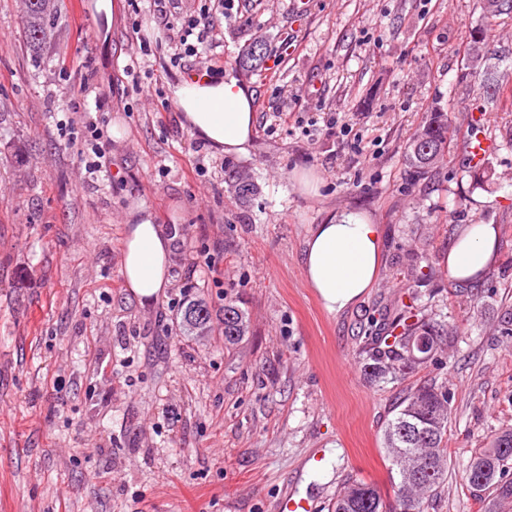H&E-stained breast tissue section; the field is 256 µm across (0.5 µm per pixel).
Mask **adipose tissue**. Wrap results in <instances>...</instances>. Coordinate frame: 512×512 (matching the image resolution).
<instances>
[{"label": "adipose tissue", "mask_w": 512, "mask_h": 512, "mask_svg": "<svg viewBox=\"0 0 512 512\" xmlns=\"http://www.w3.org/2000/svg\"><path fill=\"white\" fill-rule=\"evenodd\" d=\"M172 100L195 135L227 154L248 151L256 124L253 93L233 72L170 85ZM176 238L159 224L154 212L136 205L127 213L121 274L141 302L156 301L170 284L168 272ZM382 239L377 225L357 211L332 215L314 225L303 255L304 277L332 313L355 303L378 273ZM499 254V230L493 224L468 225L444 258L451 278L482 279Z\"/></svg>", "instance_id": "1"}]
</instances>
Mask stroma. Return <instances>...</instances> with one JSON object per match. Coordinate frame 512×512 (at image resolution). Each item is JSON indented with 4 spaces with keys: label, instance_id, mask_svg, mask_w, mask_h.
Listing matches in <instances>:
<instances>
[{
    "label": "stroma",
    "instance_id": "obj_1",
    "mask_svg": "<svg viewBox=\"0 0 512 512\" xmlns=\"http://www.w3.org/2000/svg\"><path fill=\"white\" fill-rule=\"evenodd\" d=\"M113 2L108 16L63 0L42 60L23 0H0V512H280L286 496L330 512L352 480L390 492L382 430L424 383L446 385L451 409L448 477L425 512H512L467 481L474 452L512 428V14L486 20L485 0H242L217 17L211 61L255 94L249 152L230 157L200 145L168 94L197 64L170 65L166 22L199 0L167 17ZM256 42L252 70L240 57ZM297 95L304 123L280 121ZM437 109L448 154L417 178L405 147ZM475 111L497 145L481 185L463 151ZM90 112L103 135L83 154ZM228 160L258 186L247 206ZM136 204L179 234L171 284L148 304L121 274ZM343 210L378 224L383 248L372 286L331 314L301 256ZM469 224L498 225L499 255L463 284L442 259ZM414 294L447 336L401 383L371 379L367 338ZM199 297L215 315L235 301L247 335L228 347L218 324L187 333Z\"/></svg>",
    "mask_w": 512,
    "mask_h": 512
}]
</instances>
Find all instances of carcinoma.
I'll return each mask as SVG.
<instances>
[{
	"instance_id": "1",
	"label": "carcinoma",
	"mask_w": 512,
	"mask_h": 512,
	"mask_svg": "<svg viewBox=\"0 0 512 512\" xmlns=\"http://www.w3.org/2000/svg\"><path fill=\"white\" fill-rule=\"evenodd\" d=\"M60 14L59 0H24L23 29L28 49L41 57L50 48L54 22ZM448 153V114L434 112L410 139L406 162L414 172L425 175L443 161ZM224 182L236 200L244 205L255 195L252 179L235 164H224ZM212 314L206 302L196 300L187 305L183 325L202 328ZM224 347L237 344L248 328L245 310L232 301L224 303L219 319ZM440 335L436 325L424 318L415 304L405 305L399 317L388 324L386 335L374 337L364 363L365 374L374 378H404L416 360L414 348L424 345L433 350L434 337ZM448 392L432 385L408 391L387 420L382 439L389 450V471L393 496L386 497L372 483L356 480L336 496L332 512H385V504L399 512H425L424 498L440 486L448 475ZM512 470V430L497 435L490 447L471 458L468 483L475 490L496 486L512 496V482L504 480Z\"/></svg>"
}]
</instances>
